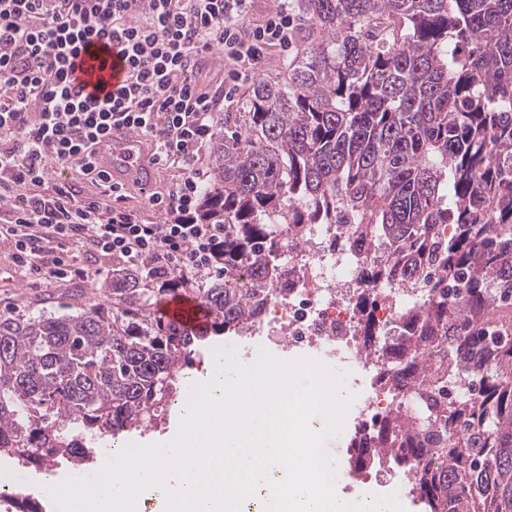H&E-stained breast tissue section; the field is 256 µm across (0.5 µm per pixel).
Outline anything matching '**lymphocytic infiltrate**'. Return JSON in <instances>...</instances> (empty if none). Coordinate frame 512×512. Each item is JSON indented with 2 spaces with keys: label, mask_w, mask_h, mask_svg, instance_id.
Instances as JSON below:
<instances>
[{
  "label": "lymphocytic infiltrate",
  "mask_w": 512,
  "mask_h": 512,
  "mask_svg": "<svg viewBox=\"0 0 512 512\" xmlns=\"http://www.w3.org/2000/svg\"><path fill=\"white\" fill-rule=\"evenodd\" d=\"M251 0H0V245L14 265L45 281L81 278L90 255L143 266L148 274L214 271L220 224L199 223L209 174L200 154L215 115L234 99L208 88L203 57L219 48L233 75L261 63L267 47L287 45L286 0L246 29ZM121 45L125 84L107 101L88 99L70 71L86 42ZM135 130L155 145V162L176 168L166 192L148 195L159 221L128 209L125 190L97 171L100 136ZM77 169L104 201L78 197L52 172Z\"/></svg>",
  "instance_id": "1"
}]
</instances>
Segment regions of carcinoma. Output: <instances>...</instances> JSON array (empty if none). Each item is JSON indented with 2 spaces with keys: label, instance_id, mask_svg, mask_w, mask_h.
<instances>
[{
  "label": "carcinoma",
  "instance_id": "1",
  "mask_svg": "<svg viewBox=\"0 0 512 512\" xmlns=\"http://www.w3.org/2000/svg\"><path fill=\"white\" fill-rule=\"evenodd\" d=\"M288 7V76L216 117L200 223L224 225L220 273L129 266L104 282L110 316L0 315V453L83 466L87 436L152 423L195 350L261 312L289 234L346 224L374 247L368 279L431 288L393 331L365 328L394 408L354 432V469L407 474L423 512H512V0ZM157 295L196 298L211 320L181 327ZM450 381L478 387L450 403Z\"/></svg>",
  "mask_w": 512,
  "mask_h": 512
}]
</instances>
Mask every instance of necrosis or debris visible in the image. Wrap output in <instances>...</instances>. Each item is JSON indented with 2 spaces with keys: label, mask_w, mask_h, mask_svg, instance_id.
Wrapping results in <instances>:
<instances>
[{
  "label": "necrosis or debris",
  "mask_w": 512,
  "mask_h": 512,
  "mask_svg": "<svg viewBox=\"0 0 512 512\" xmlns=\"http://www.w3.org/2000/svg\"><path fill=\"white\" fill-rule=\"evenodd\" d=\"M343 224H310L302 243L284 251V284L274 287L261 313L244 333L267 349L315 354L324 361L349 365L357 373L354 395L364 428L379 427L392 404L381 386L364 377L379 370L381 356L362 341L364 317L360 296L373 297L372 318L386 327L396 322L409 300L428 292L424 283L395 279L387 283L364 282L359 269L371 254L365 242H346Z\"/></svg>",
  "instance_id": "obj_1"
}]
</instances>
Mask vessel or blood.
Here are the masks:
<instances>
[{"label":"vessel or blood","mask_w":512,"mask_h":512,"mask_svg":"<svg viewBox=\"0 0 512 512\" xmlns=\"http://www.w3.org/2000/svg\"><path fill=\"white\" fill-rule=\"evenodd\" d=\"M73 63L72 77L87 97L116 93L125 83L127 64L116 45L91 42ZM152 153L150 140L126 132L99 138L93 159L98 170L113 183L135 182L146 188L153 180ZM158 310L189 328L203 327L209 320L206 308L194 298H169L160 303Z\"/></svg>","instance_id":"1"}]
</instances>
